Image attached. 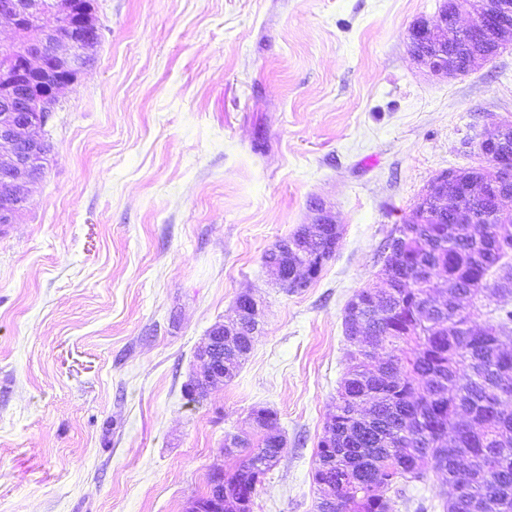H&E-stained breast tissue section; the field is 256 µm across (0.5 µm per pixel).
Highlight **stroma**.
Segmentation results:
<instances>
[{
	"label": "stroma",
	"instance_id": "stroma-1",
	"mask_svg": "<svg viewBox=\"0 0 512 512\" xmlns=\"http://www.w3.org/2000/svg\"><path fill=\"white\" fill-rule=\"evenodd\" d=\"M441 0H93L94 63L45 128L51 165L0 233V512H184L224 438L277 412L287 447L253 512H315L311 472L351 361L347 301L438 173L483 165L512 120V46L448 78L408 28ZM330 206L307 288L265 251ZM259 306L235 378L189 401L194 353ZM445 474L393 512H442ZM504 123H511L509 120H491L487 123L482 131L483 139L490 140L494 139L499 132L503 130L502 125ZM478 150L480 151V155L484 158V152H493L499 156H509L512 155V123L511 130L509 128H505V130L498 136L495 141H479L478 142ZM322 261L320 258L317 264L307 262L297 266L295 270L294 266L290 263L287 274L282 266L276 263H271L269 270L281 287H288V277L292 274L291 279L293 281L291 285L294 288L302 289L306 288L310 281L319 273Z\"/></svg>",
	"mask_w": 512,
	"mask_h": 512
}]
</instances>
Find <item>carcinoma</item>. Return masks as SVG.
Here are the masks:
<instances>
[{
	"label": "carcinoma",
	"mask_w": 512,
	"mask_h": 512,
	"mask_svg": "<svg viewBox=\"0 0 512 512\" xmlns=\"http://www.w3.org/2000/svg\"><path fill=\"white\" fill-rule=\"evenodd\" d=\"M482 153L512 155V129L478 142ZM448 210L429 205L419 224H400L386 253L389 287L360 288L354 319L344 320L351 366L336 412L317 444L313 482L334 484L336 508L391 512L388 492L420 481L427 468L447 474L443 512H512V352L498 336L512 330V185L493 184L483 168L460 169ZM334 225L300 226L288 236L289 260L302 263ZM501 271L487 328L472 329L473 303ZM252 337L224 344L225 382L251 350ZM224 474L227 512H253L263 477L285 448L268 432Z\"/></svg>",
	"instance_id": "obj_1"
}]
</instances>
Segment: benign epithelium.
<instances>
[{
	"label": "benign epithelium",
	"instance_id": "benign-epithelium-1",
	"mask_svg": "<svg viewBox=\"0 0 512 512\" xmlns=\"http://www.w3.org/2000/svg\"><path fill=\"white\" fill-rule=\"evenodd\" d=\"M468 15L466 25L459 24ZM0 17L8 18L14 36L0 40V229L14 223L24 210L33 187L34 173L47 169V141L40 135L58 104V95L75 84L94 62L99 26L92 11L75 0H0ZM467 30L475 35L469 44L471 59L480 61L479 43L491 40L499 51L512 45V0H452L443 2L436 19L421 16L408 29L409 51L415 62L433 75H458L456 59L448 54V40ZM488 166L497 181H512V157L488 155ZM448 172L439 173L423 198L443 206L442 185ZM321 264L304 263L290 275L272 263L269 270L280 286L305 288ZM258 303L249 293L240 294L233 316L215 324L196 350L198 366L187 382L190 395L224 384V337L243 336L246 322L256 319ZM186 512H224V470L210 476L208 493L192 499Z\"/></svg>",
	"mask_w": 512,
	"mask_h": 512
}]
</instances>
